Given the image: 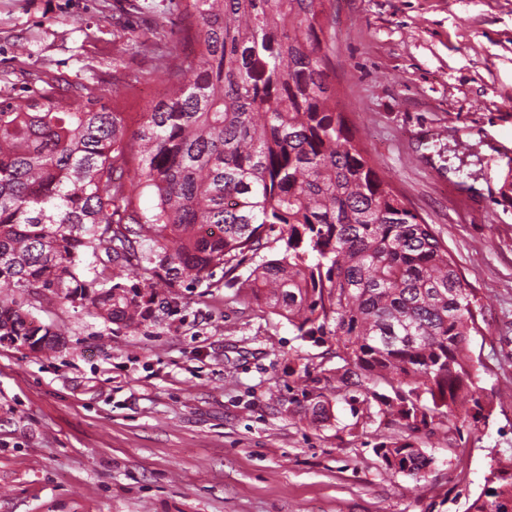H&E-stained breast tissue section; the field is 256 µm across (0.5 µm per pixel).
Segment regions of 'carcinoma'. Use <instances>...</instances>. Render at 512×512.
Returning a JSON list of instances; mask_svg holds the SVG:
<instances>
[{"mask_svg": "<svg viewBox=\"0 0 512 512\" xmlns=\"http://www.w3.org/2000/svg\"><path fill=\"white\" fill-rule=\"evenodd\" d=\"M325 2L184 0L193 61L163 68L166 92L131 133L79 85L0 96V336L55 350L66 329L33 315L45 301L135 326L166 308L163 290L220 268L300 339L335 341L336 401L372 399L393 425L460 441L486 426L470 349L480 299L340 111ZM378 380L393 395L370 391ZM294 403L331 417L321 393ZM376 453L416 479L431 463L393 436ZM467 512H512V456Z\"/></svg>", "mask_w": 512, "mask_h": 512, "instance_id": "obj_1", "label": "carcinoma"}]
</instances>
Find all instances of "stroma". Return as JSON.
I'll return each instance as SVG.
<instances>
[{"instance_id":"35a3bbf8","label":"stroma","mask_w":512,"mask_h":512,"mask_svg":"<svg viewBox=\"0 0 512 512\" xmlns=\"http://www.w3.org/2000/svg\"><path fill=\"white\" fill-rule=\"evenodd\" d=\"M327 7L341 110L478 292L488 425L457 448L363 402L299 420L292 400L327 392L334 345L297 338L218 269L142 325L49 304L36 315L65 324L62 346L0 344V512H467L512 455V0ZM190 28L178 0H0V94L80 83L136 130ZM386 434L433 457L425 478L386 468Z\"/></svg>"}]
</instances>
